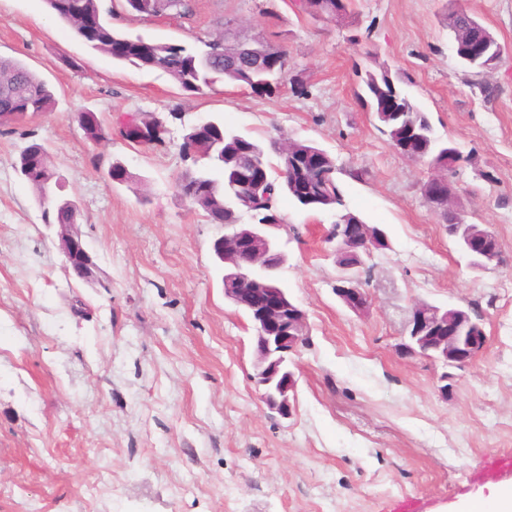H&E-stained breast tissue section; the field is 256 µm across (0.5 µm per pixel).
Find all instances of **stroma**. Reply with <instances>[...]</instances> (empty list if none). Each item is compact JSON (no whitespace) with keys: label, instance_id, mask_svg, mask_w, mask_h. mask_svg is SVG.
I'll list each match as a JSON object with an SVG mask.
<instances>
[{"label":"stroma","instance_id":"stroma-1","mask_svg":"<svg viewBox=\"0 0 512 512\" xmlns=\"http://www.w3.org/2000/svg\"><path fill=\"white\" fill-rule=\"evenodd\" d=\"M463 7L503 48L490 70L460 64L447 26ZM286 47L306 95L257 97L224 82L183 94L167 74L90 49L44 0H0V56L55 91L52 110L0 125V512H462L487 495L475 475L512 453V0H351L333 20L295 0H195L191 16L114 28L195 44L222 22ZM388 68L461 153L452 180L464 222L497 238L499 267L478 271L422 191L429 171L390 146L357 101L356 66ZM97 113L100 138L78 123ZM153 116L160 146L130 144L123 117ZM221 117L269 143L311 142L338 168L348 207L390 247L361 274L370 307L336 297L331 218L281 200L280 280L307 315L293 356L294 413L260 400L253 330L224 296L213 244L224 233L176 191L192 167L187 128ZM46 144L61 196L100 268H68L14 161ZM122 162L132 182L107 175ZM478 315L484 349L437 389L440 363L399 353L411 308Z\"/></svg>","mask_w":512,"mask_h":512}]
</instances>
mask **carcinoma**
<instances>
[{
    "label": "carcinoma",
    "mask_w": 512,
    "mask_h": 512,
    "mask_svg": "<svg viewBox=\"0 0 512 512\" xmlns=\"http://www.w3.org/2000/svg\"><path fill=\"white\" fill-rule=\"evenodd\" d=\"M52 14L67 22L75 35L88 47L103 52L112 59L128 63L135 67L159 70L169 75L178 87L189 95H203L219 82H236L248 85L244 70L248 62L236 56L233 49L225 54H213L214 43L224 41V32L220 31L200 40V45L190 46L170 44L144 39L140 35H130L112 27L113 10L103 8L102 0H46ZM127 13L144 18L150 15L193 14V0H124ZM92 19L96 22L94 33L85 31L84 22ZM474 25L487 31L474 16L468 12L452 11L448 15V28L456 32L461 27ZM360 78L363 94L362 103L373 112L380 123L378 130L387 137L390 146L398 149L405 140L407 127H418L421 139L411 145L414 150L429 148L436 153L439 142L434 136L433 127L427 115L411 101L391 80L383 74L371 71H355ZM54 104V93L48 84L34 71L17 59L0 57V114L3 112H24L32 116L50 111ZM78 122L91 138L102 136V124L94 114L84 111L78 115ZM158 121L142 118L134 126L121 129L123 138L132 141L151 133L152 126ZM276 152L277 162L271 163L268 150ZM316 149V146L295 141L288 152L276 151V142L264 145L247 136L241 135L219 120L211 121L209 130L198 133L192 128L184 136L182 151L198 165L193 171L183 175L177 183L180 195L191 193L195 196L194 207L204 212L212 224H239L243 210L237 200V189L232 186L231 171L249 156L262 157L271 174L267 189V204L263 210L253 213L252 223L259 224L270 215H275L279 225H285L278 203L286 197L300 209L333 214L332 224L351 210L347 206L335 160L327 156V166L331 171L329 185L305 171L289 165L290 156ZM46 146L36 140L30 142L21 152L15 168L20 176L34 186L41 195L48 192V184L42 178L43 173L52 172ZM74 211L67 202H63L50 211L44 212V218L56 224L70 222Z\"/></svg>",
    "instance_id": "cac0c4a2"
}]
</instances>
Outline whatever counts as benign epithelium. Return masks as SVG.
<instances>
[{
	"mask_svg": "<svg viewBox=\"0 0 512 512\" xmlns=\"http://www.w3.org/2000/svg\"><path fill=\"white\" fill-rule=\"evenodd\" d=\"M458 58L481 69H491L500 62L503 50L497 40L464 29L455 38ZM238 55L255 58L263 76L287 75V56L283 47H273L259 38L239 43ZM407 159L428 166L432 174L425 182L426 201L430 206L446 201L453 205L456 195L453 184L442 175V162L417 154ZM270 174L267 169L252 163L238 187L242 207L252 212L267 203L258 190L267 185ZM273 224H249L241 230L232 225V232L214 243V251L223 264L224 296L244 310L255 331L256 374L255 383L260 390L261 401L281 417L292 416L290 393L294 392L296 379L289 369V361L304 341L307 330L306 313L288 300L284 289L275 285L247 288L245 284L259 279H271L286 261L277 238L269 233ZM331 240L336 252L357 247L370 254L378 247L369 237L362 224H338ZM495 240L490 233L472 235L464 233L462 246L470 258V266L489 270L500 263L499 247L489 248L485 241ZM61 245L67 256L69 268L81 280L96 276L97 267L82 237L71 231V225H61ZM341 284L336 296L351 311L362 313L369 307V297L354 276L340 277ZM475 320L462 308L441 310L424 303L412 307L399 350L412 357H424L443 366L461 367L470 363L486 343V337L472 331Z\"/></svg>",
	"mask_w": 512,
	"mask_h": 512,
	"instance_id": "1",
	"label": "benign epithelium"
}]
</instances>
